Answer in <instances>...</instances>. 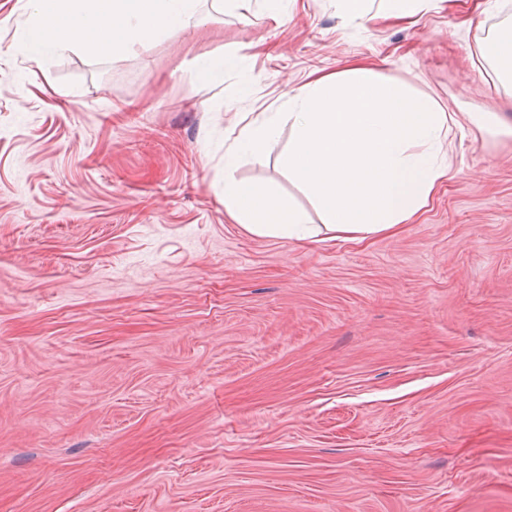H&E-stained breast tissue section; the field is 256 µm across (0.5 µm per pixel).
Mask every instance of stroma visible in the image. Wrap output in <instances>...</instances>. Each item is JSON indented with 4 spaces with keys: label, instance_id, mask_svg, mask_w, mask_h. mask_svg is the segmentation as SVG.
Returning <instances> with one entry per match:
<instances>
[{
    "label": "stroma",
    "instance_id": "stroma-1",
    "mask_svg": "<svg viewBox=\"0 0 512 512\" xmlns=\"http://www.w3.org/2000/svg\"><path fill=\"white\" fill-rule=\"evenodd\" d=\"M478 2L215 11L36 72L30 4L0 0V512H512V135L465 124L422 214L362 244L255 236L222 201L239 131L356 60L512 124L471 67ZM288 133L235 176L314 217ZM375 0H336L342 16L349 22H370L377 18L413 22L437 9L446 0H380L384 2L381 13L372 14L371 2Z\"/></svg>",
    "mask_w": 512,
    "mask_h": 512
}]
</instances>
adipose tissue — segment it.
I'll use <instances>...</instances> for the list:
<instances>
[{
	"label": "adipose tissue",
	"mask_w": 512,
	"mask_h": 512,
	"mask_svg": "<svg viewBox=\"0 0 512 512\" xmlns=\"http://www.w3.org/2000/svg\"><path fill=\"white\" fill-rule=\"evenodd\" d=\"M250 6L252 0H30L21 32L31 66L44 68L67 53L100 58L175 30L205 25L206 2ZM501 24L478 56L512 86V0H489ZM292 134L279 155L294 181L316 200L322 228L268 185L236 181L238 159L264 149L279 131V115L246 125L224 155V210L257 236L301 243L327 239L360 243L395 232L427 204L451 165L448 146L463 124L429 96L410 95L398 82L358 63L313 76L289 99Z\"/></svg>",
	"instance_id": "1"
}]
</instances>
